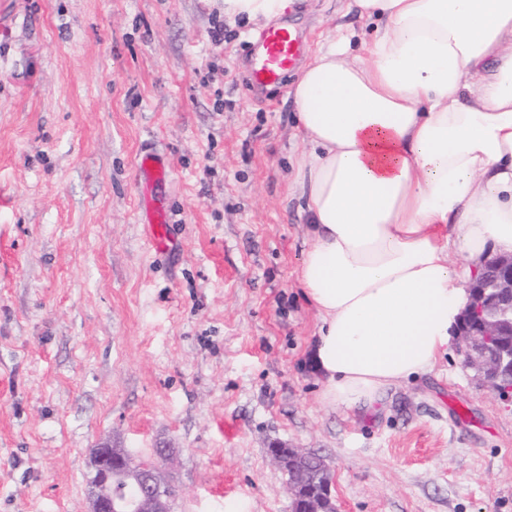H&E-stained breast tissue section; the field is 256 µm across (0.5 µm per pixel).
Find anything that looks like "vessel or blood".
<instances>
[{"mask_svg": "<svg viewBox=\"0 0 512 512\" xmlns=\"http://www.w3.org/2000/svg\"><path fill=\"white\" fill-rule=\"evenodd\" d=\"M252 79L256 84L267 85L279 81L283 73L295 66L302 53V41L296 32L285 26H269L256 36ZM137 176L147 188L164 183L169 177L167 167L154 154L141 155ZM142 222L148 228L147 238L156 251H165L169 238L168 211L161 196L146 199Z\"/></svg>", "mask_w": 512, "mask_h": 512, "instance_id": "1", "label": "vessel or blood"}]
</instances>
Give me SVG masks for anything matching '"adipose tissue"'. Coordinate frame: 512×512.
Instances as JSON below:
<instances>
[{"label": "adipose tissue", "instance_id": "adipose-tissue-1", "mask_svg": "<svg viewBox=\"0 0 512 512\" xmlns=\"http://www.w3.org/2000/svg\"><path fill=\"white\" fill-rule=\"evenodd\" d=\"M291 0H224L277 20ZM292 90L311 227L297 279L320 317L330 407L373 408L430 372L488 251L512 253V0H348ZM461 256L456 267L449 254Z\"/></svg>", "mask_w": 512, "mask_h": 512}]
</instances>
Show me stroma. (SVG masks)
I'll return each mask as SVG.
<instances>
[{"label":"stroma","instance_id":"obj_1","mask_svg":"<svg viewBox=\"0 0 512 512\" xmlns=\"http://www.w3.org/2000/svg\"><path fill=\"white\" fill-rule=\"evenodd\" d=\"M346 4L296 0L304 58L356 26ZM259 27L223 0H0V512H89L101 445L154 458L174 512H291L273 445L325 459L337 512H512V402L458 343L378 414L323 404L305 145L292 75L250 82ZM137 176L141 183L153 190L154 186H158L168 179L169 170L154 154L145 153L140 156ZM142 223L147 225L146 236L154 249L158 252L165 251L169 243L168 211L164 199L160 195L155 194L153 198L146 197Z\"/></svg>","mask_w":512,"mask_h":512}]
</instances>
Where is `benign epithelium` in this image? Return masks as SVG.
Here are the masks:
<instances>
[{"label":"benign epithelium","mask_w":512,"mask_h":512,"mask_svg":"<svg viewBox=\"0 0 512 512\" xmlns=\"http://www.w3.org/2000/svg\"><path fill=\"white\" fill-rule=\"evenodd\" d=\"M483 272L491 281L492 293L481 290L473 280L470 301L465 312L475 309L487 312L486 318L475 330L458 334L461 352L467 366L479 374L492 378L502 373L512 374V353L503 351L495 356L488 353L485 337L499 336L504 324L512 325V254L498 256L485 263ZM298 455L294 448L272 447L269 456L283 471H288ZM127 469L133 472L135 481L140 483V494L133 502L132 512H173L174 492L163 473L155 466L143 472L134 469L132 457L125 448L100 446L94 449L91 459L90 512H116L112 504V480L115 472ZM303 512H336L331 487L325 495H312L305 499Z\"/></svg>","instance_id":"obj_1"}]
</instances>
